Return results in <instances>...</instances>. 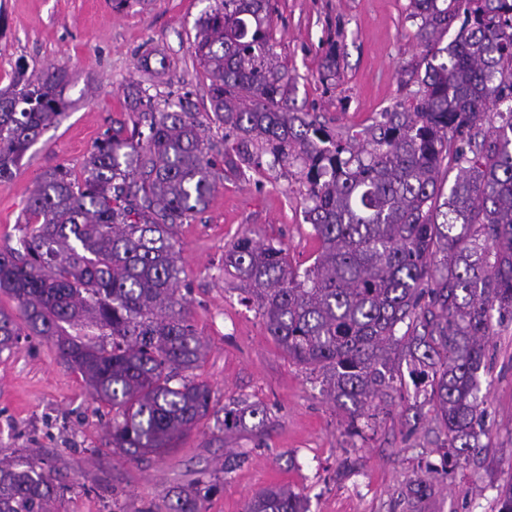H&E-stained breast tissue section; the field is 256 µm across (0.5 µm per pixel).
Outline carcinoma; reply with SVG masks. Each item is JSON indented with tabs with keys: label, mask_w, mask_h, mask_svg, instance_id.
<instances>
[{
	"label": "carcinoma",
	"mask_w": 512,
	"mask_h": 512,
	"mask_svg": "<svg viewBox=\"0 0 512 512\" xmlns=\"http://www.w3.org/2000/svg\"><path fill=\"white\" fill-rule=\"evenodd\" d=\"M198 20L196 54L210 85L208 123L224 128V174L269 157L271 169L299 165L309 204L304 220L319 241L313 263L238 237L224 271L256 305L266 331L321 379L357 419L409 376L444 435L441 466L407 487L409 499L455 478L476 447L484 411L476 392L488 369L493 324L512 323V0H410L424 48L405 71L403 101L355 134L333 132L297 105L294 78L274 52L269 0H215ZM455 38L442 45L450 25ZM67 74L31 81L15 73L0 91V180L28 144L57 121ZM416 89H410V86ZM138 113L98 141L83 176L46 172L24 210L21 248L0 250V352L23 330L55 346L115 409L113 453L163 456L208 416L211 391L186 375L203 343L180 293L172 236L208 204L216 186L213 145L186 97L160 101L139 82L124 91ZM457 174L443 193L446 159ZM94 325L72 336L64 325ZM267 408L224 407L226 433H259ZM69 485L37 453L0 459V512H53ZM219 485L203 476L174 488L165 512H206ZM498 512H512V479ZM245 512H308L283 487L256 494Z\"/></svg>",
	"instance_id": "1"
}]
</instances>
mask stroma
Segmentation results:
<instances>
[{
  "label": "stroma",
  "instance_id": "1",
  "mask_svg": "<svg viewBox=\"0 0 512 512\" xmlns=\"http://www.w3.org/2000/svg\"><path fill=\"white\" fill-rule=\"evenodd\" d=\"M272 42L295 80V97L328 129L353 133L406 95L402 73L422 58L408 0H270ZM214 0H0V89L18 69L37 78L66 69L65 108L42 130L18 168L0 181V249L18 247L29 197L57 166L81 175L104 133L132 126L124 88L149 87L158 99L191 94L209 110L207 73L195 55L201 15ZM162 58L143 70L140 57ZM335 51L336 79L320 64ZM306 188L295 171L252 167L217 176L207 208L176 228L181 292L204 343L191 375L211 389L212 413L169 454L139 460L113 454L111 406L94 402L89 386L38 336L0 353V458L16 449L46 450L70 488L57 512H161L170 490L205 473L220 474L228 452L245 454L207 503V512H244L260 490L284 486L306 498L308 512H410L402 493L426 464H439L442 437L431 418L416 419L414 386L378 401L362 435L346 430L336 408L303 365L269 336L238 282L224 274V251L243 233L282 247L307 267L319 243L303 219ZM492 367L480 375L488 445L461 462L452 483L437 485L421 512H497L499 485L512 477V324L495 327ZM268 410L261 435L224 433L217 410L236 401Z\"/></svg>",
  "mask_w": 512,
  "mask_h": 512
}]
</instances>
